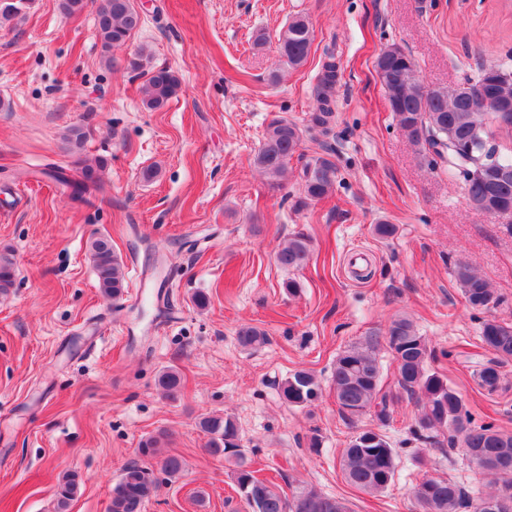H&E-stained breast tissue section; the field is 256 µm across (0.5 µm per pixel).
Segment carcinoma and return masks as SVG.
<instances>
[{"mask_svg":"<svg viewBox=\"0 0 512 512\" xmlns=\"http://www.w3.org/2000/svg\"><path fill=\"white\" fill-rule=\"evenodd\" d=\"M99 9L96 24L102 41L105 62L112 65L109 52L126 44L142 24L135 0H106ZM32 0H0V27L14 26L27 14ZM313 33L309 22L297 16L288 22L279 38V53L293 69L303 66L310 54ZM512 51L496 64L483 67L453 92L420 81L415 60L400 47L383 50L375 61V70L384 90L388 110L411 142L422 147L427 166L434 172L460 179L470 203L503 224L512 233V149H500L493 143L495 131L512 133V115L497 111L504 102L512 103ZM337 82L334 60L323 64L313 88L314 106L307 124L298 126L288 118L275 115L267 123L256 166L273 182L288 173V163L300 149L304 134L327 137L333 132V110ZM180 80L176 73L161 67L147 72L142 85V103L152 111L163 109L176 96ZM107 160L77 159L65 168L50 164L43 174L64 187L79 202L102 190V171ZM338 169L329 156L306 161L301 169L303 199L300 203L319 201L334 189ZM312 252L311 239L302 232L292 234L276 252L277 265L288 271L303 269ZM89 259L94 267L99 291L117 301L125 288L123 261L112 249V239L100 235L90 240ZM467 305L489 312L502 303L485 278L465 263L454 269ZM15 283V263L7 253H0V294L9 293ZM239 343L255 348L266 343L265 331L243 325L237 332ZM479 339L494 357L476 372L477 384L496 391L501 384V364L512 359V323L489 316L481 322ZM391 354L396 365L397 385L411 398H418L419 411L413 434L420 440L434 439L439 431H448V444L463 452L464 458L479 456L492 467L484 476L491 492L477 498L445 477H428L415 484L411 498L415 512H490L486 503L503 500L496 512H512V433L492 423H479L466 408L459 393L438 372L430 369L427 342L414 322L404 316L393 319L385 334L371 333L336 357L331 385L341 414L350 421L374 413L381 422L390 419L394 395L381 386V352ZM167 396L175 397L181 388L178 370L168 368L158 379ZM282 402L289 407L306 408L322 396L318 378L306 369L291 372L278 385ZM198 427L208 437L207 451L233 463L236 492L248 512H349L348 505L335 497L316 491L302 492L289 499L271 479L260 478L251 469L240 442L242 434L235 417L206 415ZM161 433L139 445L144 462L126 466L113 485L109 512H142L153 496L158 478L146 461L159 459L161 471L169 478H179L184 463L175 454H161ZM346 480L363 491L383 493L396 474V453L381 432L361 429L350 440L341 456ZM79 487V476L66 473L56 490V512H69L70 502Z\"/></svg>","mask_w":512,"mask_h":512,"instance_id":"carcinoma-1","label":"carcinoma"}]
</instances>
